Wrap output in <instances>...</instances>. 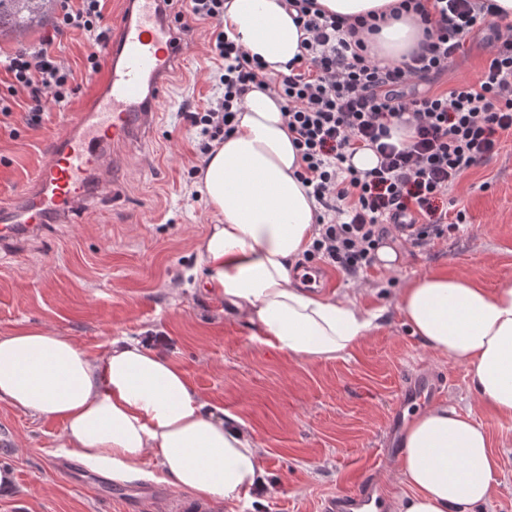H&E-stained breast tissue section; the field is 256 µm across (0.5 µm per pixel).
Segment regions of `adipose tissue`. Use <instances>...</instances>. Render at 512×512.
Instances as JSON below:
<instances>
[{
	"label": "adipose tissue",
	"instance_id": "1",
	"mask_svg": "<svg viewBox=\"0 0 512 512\" xmlns=\"http://www.w3.org/2000/svg\"><path fill=\"white\" fill-rule=\"evenodd\" d=\"M345 22L383 14L371 48L381 63L417 50L419 17H390L398 0H316ZM223 25L268 75L300 54L301 31L282 0H225ZM299 162L281 103L253 90L237 127L208 155L197 190L219 217L197 247L209 291L256 323L267 344L308 362L343 357L369 336L378 313L298 286L295 263L314 233V202L296 176ZM398 308L434 354L466 364L481 401L512 418V286L493 291L441 272L402 288ZM0 401L62 421L59 446L124 480L153 456L179 489L204 501L250 497L263 480L260 450L233 416L219 415L184 371L134 340L90 356L44 327L0 336ZM498 461L470 416L433 405L405 432L399 477L410 495L389 512H480Z\"/></svg>",
	"mask_w": 512,
	"mask_h": 512
}]
</instances>
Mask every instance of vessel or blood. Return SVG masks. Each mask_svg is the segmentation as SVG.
Here are the masks:
<instances>
[{
	"label": "vessel or blood",
	"instance_id": "1",
	"mask_svg": "<svg viewBox=\"0 0 512 512\" xmlns=\"http://www.w3.org/2000/svg\"><path fill=\"white\" fill-rule=\"evenodd\" d=\"M123 5L125 19L112 37L90 97L54 140L22 192L0 202V248L37 237L45 225L69 223L92 207L111 186L106 172L117 160L116 146L139 141L155 125L158 103L185 45L164 0H123ZM439 394L440 387L430 375L411 377L391 411L384 436L387 454L396 452L394 438L407 402ZM140 491L147 500L164 501L168 512H202L191 496L171 497L150 483ZM380 496L376 474L368 469L357 474L346 490L326 498L320 512H365L377 507Z\"/></svg>",
	"mask_w": 512,
	"mask_h": 512
}]
</instances>
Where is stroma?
I'll return each instance as SVG.
<instances>
[{
    "instance_id": "obj_1",
    "label": "stroma",
    "mask_w": 512,
    "mask_h": 512,
    "mask_svg": "<svg viewBox=\"0 0 512 512\" xmlns=\"http://www.w3.org/2000/svg\"><path fill=\"white\" fill-rule=\"evenodd\" d=\"M209 23L192 34L156 125L122 149L115 188L69 224L50 225L37 240L0 249V335L45 326L87 351L115 339H156L211 406L239 418L262 450L264 479L273 491L250 500L214 502L212 512H319L321 500L345 490L363 467L380 465L382 435L399 389L412 373L446 378L441 404L471 416L499 460L485 512H512V418L479 402L468 369L434 355L410 332L397 307L415 277L443 271L488 290L512 285V137L497 154L462 176L454 190L466 224L426 247L392 242L394 268L374 262L356 282L332 271L333 297L381 311L378 328L342 358L307 362L263 342L256 324L211 292L192 287L197 245L217 216L192 199L185 169L197 164L195 130L177 112L202 108L214 93ZM91 35L55 40V54L74 76L68 103L50 105L31 126L21 107L0 114V200L34 176L54 138L73 120L91 77ZM489 50L486 33L471 36L433 92L476 80ZM62 424L0 402V464L15 471L0 489V512H157L139 505L141 480H168L148 464L118 481L62 470Z\"/></svg>"
}]
</instances>
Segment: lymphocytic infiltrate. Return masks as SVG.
Returning <instances> with one entry per match:
<instances>
[{
  "label": "lymphocytic infiltrate",
  "mask_w": 512,
  "mask_h": 512,
  "mask_svg": "<svg viewBox=\"0 0 512 512\" xmlns=\"http://www.w3.org/2000/svg\"><path fill=\"white\" fill-rule=\"evenodd\" d=\"M53 34L96 32L104 0H56ZM304 32L302 55L270 77L257 58L229 38L224 0H177L179 14L211 24V52L223 65L214 74L218 94L203 109L184 112L197 133V156H207L235 129L246 95L255 88L282 100L288 135L299 158L298 179L315 202L316 232L304 253L308 263L363 277L385 240L426 245L459 230L464 211L449 214L440 202L461 176L493 154L502 134H512V24L497 30L476 81L441 92L420 83L447 71L468 35L494 16L493 0H401L393 17L419 15L424 39L401 63L382 65L368 54L366 36L378 29L366 19L345 22L325 14L315 0H284ZM8 80L0 87V112L24 96L28 124L49 104L71 97L72 73L50 40L22 47L0 62ZM413 127L410 141L391 143V128ZM373 150L378 164L356 170L351 159Z\"/></svg>",
  "instance_id": "obj_1"
}]
</instances>
